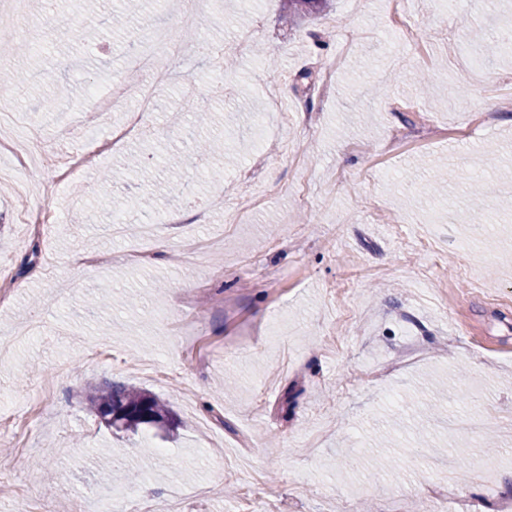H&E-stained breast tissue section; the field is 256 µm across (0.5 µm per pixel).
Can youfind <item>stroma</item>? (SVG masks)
Returning <instances> with one entry per match:
<instances>
[{
    "label": "stroma",
    "instance_id": "stroma-1",
    "mask_svg": "<svg viewBox=\"0 0 512 512\" xmlns=\"http://www.w3.org/2000/svg\"><path fill=\"white\" fill-rule=\"evenodd\" d=\"M407 2L400 18L393 0H334L291 25L287 0H199L202 42L160 63L179 130L154 113L77 171L80 196L0 180V263L17 269L0 303V512L27 498L96 512L111 493L124 512H415L450 469L468 512L512 501V52L483 57L487 34L512 32V0ZM104 3L92 16L58 0L24 36L30 69L53 67L72 91L68 138L39 130L49 159L20 172L33 186L52 156L124 122L97 120L92 95L138 80L157 30L180 33V0ZM127 9L135 30L113 31L109 13ZM210 132L229 149L223 178L202 182L212 160L195 141ZM149 145L184 176L145 210L149 188L123 163ZM39 202L58 220L24 239ZM117 205L154 237L108 235ZM101 287L110 304L90 307ZM410 336L423 355L374 376ZM111 382L170 402L181 426L112 432L86 405ZM106 449L141 480H113Z\"/></svg>",
    "mask_w": 512,
    "mask_h": 512
}]
</instances>
